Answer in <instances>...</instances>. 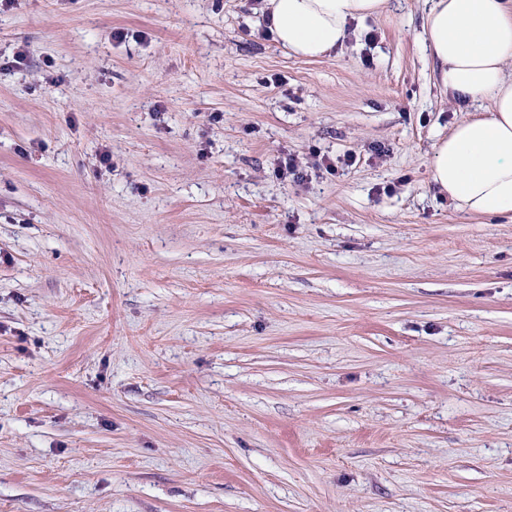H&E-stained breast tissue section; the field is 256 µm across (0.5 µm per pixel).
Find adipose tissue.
<instances>
[{
	"mask_svg": "<svg viewBox=\"0 0 512 512\" xmlns=\"http://www.w3.org/2000/svg\"><path fill=\"white\" fill-rule=\"evenodd\" d=\"M275 41L317 59L343 45L350 21L376 16L384 0H264ZM426 43L448 97L490 114L458 122L434 147L432 181L458 208L512 216V0H431Z\"/></svg>",
	"mask_w": 512,
	"mask_h": 512,
	"instance_id": "1",
	"label": "adipose tissue"
}]
</instances>
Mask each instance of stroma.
I'll use <instances>...</instances> for the list:
<instances>
[{
	"label": "stroma",
	"mask_w": 512,
	"mask_h": 512,
	"mask_svg": "<svg viewBox=\"0 0 512 512\" xmlns=\"http://www.w3.org/2000/svg\"><path fill=\"white\" fill-rule=\"evenodd\" d=\"M427 10L306 60L257 0L0 7V512H512V218L432 184Z\"/></svg>",
	"instance_id": "1"
}]
</instances>
